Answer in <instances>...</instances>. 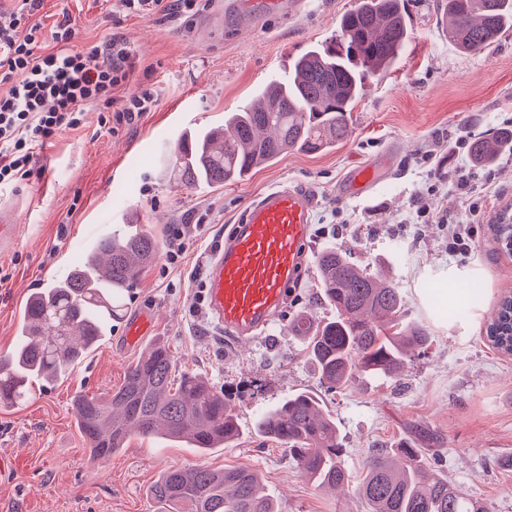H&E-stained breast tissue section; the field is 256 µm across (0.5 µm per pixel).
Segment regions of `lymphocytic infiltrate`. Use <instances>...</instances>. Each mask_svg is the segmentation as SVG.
Segmentation results:
<instances>
[{"label":"lymphocytic infiltrate","mask_w":512,"mask_h":512,"mask_svg":"<svg viewBox=\"0 0 512 512\" xmlns=\"http://www.w3.org/2000/svg\"><path fill=\"white\" fill-rule=\"evenodd\" d=\"M41 2L20 0L15 10L0 11V187L30 179L38 150L60 131L82 126L86 105L112 108L111 121L119 125L155 103L144 89L114 105L113 90L130 80L123 42L71 49L74 30L65 17L45 45L39 26L27 23Z\"/></svg>","instance_id":"f902f5d3"}]
</instances>
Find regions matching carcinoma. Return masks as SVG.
<instances>
[{
  "label": "carcinoma",
  "mask_w": 512,
  "mask_h": 512,
  "mask_svg": "<svg viewBox=\"0 0 512 512\" xmlns=\"http://www.w3.org/2000/svg\"><path fill=\"white\" fill-rule=\"evenodd\" d=\"M448 41L465 54L479 53L512 27V0H447ZM339 38L302 55L288 79L258 90L224 123L179 135L163 175L192 189L221 187L290 151L333 149L349 129L350 112L368 77L391 67L404 48L408 17L404 0H358L339 24ZM512 150V129L471 141L470 158L490 165ZM155 238L138 225L97 239L81 265L65 278L28 297L19 328L20 345L0 356V406L22 401L33 382L51 384L96 349L156 257ZM321 292L336 318L293 320L306 340L309 359L330 388L347 385L357 373L390 376L411 348L428 342L426 329L401 320L405 301L396 284L371 274L336 250L317 258ZM512 308L503 297L486 327L492 346L512 354ZM173 358L151 345L132 363L120 387L74 400L78 430L93 461L107 459L131 435L161 434L208 450L233 442L239 426L224 390L185 375L175 392L169 385ZM254 431L288 446L303 474L322 487L347 480L336 423L307 392L258 415ZM360 492L369 512H487L448 478L424 465L421 450L377 448L367 460ZM167 512H278L258 473L250 467L214 471L205 466L171 468L150 488Z\"/></svg>",
  "instance_id": "1"
}]
</instances>
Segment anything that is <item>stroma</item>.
Listing matches in <instances>:
<instances>
[{
  "label": "stroma",
  "mask_w": 512,
  "mask_h": 512,
  "mask_svg": "<svg viewBox=\"0 0 512 512\" xmlns=\"http://www.w3.org/2000/svg\"><path fill=\"white\" fill-rule=\"evenodd\" d=\"M262 2L203 0L186 20L130 14L121 0H44L29 16L47 41L56 21L69 15L74 49L123 40L133 72L115 98L147 88L156 103L112 129L101 126L99 106H86L83 127L61 132L39 150L41 174L0 188V200L19 203L21 220L15 251L0 259L6 276L0 282V355L18 343L19 311L28 296L80 263L90 244L115 225H142L160 249L95 352L67 377L34 386L18 405L0 407V456L12 462L0 475V512H158L150 486L169 468L199 465L256 469L279 512H368L360 484L370 450L402 441L426 449L430 469L448 475L488 512H512V355L493 349L483 333L498 299L512 292V255L492 232L512 207V158L482 166L450 151L459 135L473 139L512 127V28L485 52L464 54L448 41L443 0H408L402 54L367 79L348 136L336 149L284 154L221 188L179 187L159 168L177 137L223 123L225 113L242 108L256 89L286 77L309 48L336 36L340 19L356 6V0H316L312 11L269 14L254 29L239 26L237 7ZM383 156L391 164L388 183L368 198L337 196L353 166ZM450 165L491 179L496 196L479 221L465 210L453 178H432V171ZM282 184L314 194L309 262L269 330L236 345L204 311L209 261L244 206ZM418 195L434 223H417L411 202ZM441 215L470 224V255L450 252ZM176 224L188 227L187 251L181 266L169 270L164 247ZM328 248L392 279L405 299L404 320L428 329L427 348L407 354L397 374L359 373L344 387L327 388L304 339L292 331L297 315L336 316L317 281L315 261ZM473 280L483 283V300L465 319L432 305L438 289L451 285L454 304L467 305ZM148 310L156 315L154 326L139 341H127V321ZM158 341L168 345L176 373L203 377L230 395L238 439L203 453L180 441L135 435L109 459L91 461L75 426L74 398L119 387L127 368ZM304 390L336 423L348 475L342 489L310 481L283 445L253 429L262 411Z\"/></svg>",
  "instance_id": "stroma-1"
}]
</instances>
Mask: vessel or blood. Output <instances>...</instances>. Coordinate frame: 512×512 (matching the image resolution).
Masks as SVG:
<instances>
[{
	"mask_svg": "<svg viewBox=\"0 0 512 512\" xmlns=\"http://www.w3.org/2000/svg\"><path fill=\"white\" fill-rule=\"evenodd\" d=\"M384 177L382 164L358 165L337 192L358 197ZM313 207L314 199L306 191L271 188L242 210L213 253L205 282L207 311L234 341L257 338L276 319L306 263ZM18 233L15 205L0 202V256L13 252Z\"/></svg>",
	"mask_w": 512,
	"mask_h": 512,
	"instance_id": "b4317fda",
	"label": "vessel or blood"
}]
</instances>
